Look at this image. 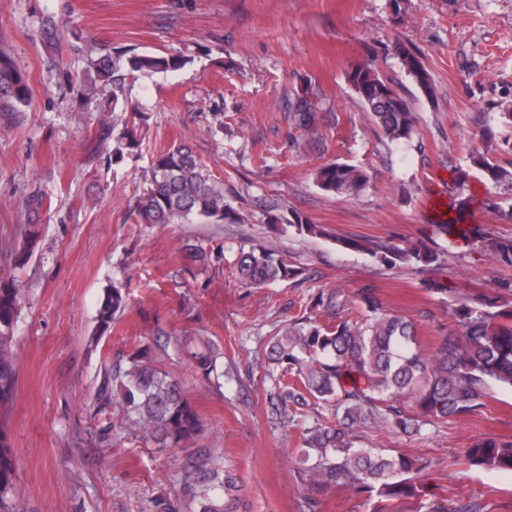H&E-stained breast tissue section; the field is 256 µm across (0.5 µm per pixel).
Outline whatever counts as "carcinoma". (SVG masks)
Segmentation results:
<instances>
[{"instance_id":"carcinoma-1","label":"carcinoma","mask_w":512,"mask_h":512,"mask_svg":"<svg viewBox=\"0 0 512 512\" xmlns=\"http://www.w3.org/2000/svg\"><path fill=\"white\" fill-rule=\"evenodd\" d=\"M401 66L421 91L432 97L435 86L420 53L403 42L396 43ZM181 55L109 53L88 58L86 75L77 94L100 95L115 82V73H164L185 65ZM347 80L359 96L364 110L391 142L412 138L417 117L408 100L392 81L371 64L350 68ZM29 94L27 76L12 60L0 54V116H13ZM318 104L307 95L298 97L293 122L314 135ZM484 149L470 156V167L478 170L497 192L488 194L480 206L493 217L512 219V208L504 209V196L512 195V161L501 164L495 154L512 140L497 143L487 132L481 136ZM136 138L127 128L116 138L109 160L120 162L124 151L134 148ZM316 184L337 196L357 195L369 183L366 171L346 163L326 164L315 173ZM472 201L451 199L456 216L439 224L452 238L475 239L503 266L512 267V238L463 224ZM143 224H188L192 218L237 223L241 217L224 196V182L212 177L191 148L179 143L160 153L150 170V187L137 201ZM288 226L303 236H322L323 228L293 213ZM339 248L366 251L390 269L400 264L440 266V252L420 241L413 244L368 243L338 238ZM236 265L243 284L258 287L277 280L296 279L304 269L286 262L267 246L240 252ZM364 311L352 319L343 314L344 301L337 290L318 291L313 307L327 316L321 323L303 317L289 324L270 345V360L282 367V376L295 373L296 382L285 383L277 397L282 407L293 402L302 408L326 406L336 411V423L306 430V456L316 454V463L305 471L308 485L324 492L339 485L356 498H378L374 512H399L406 500L423 496L421 474L430 462L421 457L384 454L373 448H357L359 430L373 424L418 435L428 424L438 426L480 412L498 388H512V280L499 283L491 293L461 296L451 312L448 331L423 344L418 328L403 316L382 314L373 289L358 293ZM20 299L10 280H0V411L7 410L16 393V369L12 351ZM121 288H107L97 310V324L105 332L124 311ZM194 359L206 376L217 371V354L193 351L187 340H167ZM98 412L113 408L121 414L122 427L138 431L161 448H184L203 431L196 407L178 382L160 370L143 348L126 364L112 367V374L97 397ZM462 457L473 466L512 471V440L482 439L463 449ZM220 456L208 448L188 455L180 470L184 498L178 504L156 503L158 512H234L241 486L230 472L220 474ZM15 457L10 435L0 424V512H26L14 493ZM427 512H484L478 501L464 510L448 507V501L433 502Z\"/></svg>"}]
</instances>
